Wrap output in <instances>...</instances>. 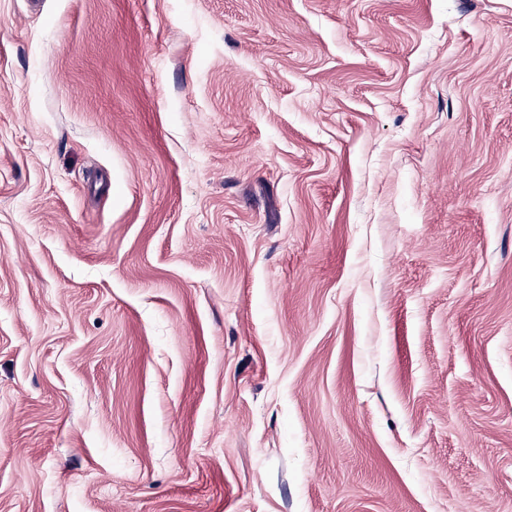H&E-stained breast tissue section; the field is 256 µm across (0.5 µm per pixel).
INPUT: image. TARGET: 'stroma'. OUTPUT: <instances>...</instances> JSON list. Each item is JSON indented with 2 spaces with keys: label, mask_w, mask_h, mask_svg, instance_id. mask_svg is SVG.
<instances>
[{
  "label": "stroma",
  "mask_w": 512,
  "mask_h": 512,
  "mask_svg": "<svg viewBox=\"0 0 512 512\" xmlns=\"http://www.w3.org/2000/svg\"><path fill=\"white\" fill-rule=\"evenodd\" d=\"M0 512H512V0H0Z\"/></svg>",
  "instance_id": "obj_1"
}]
</instances>
